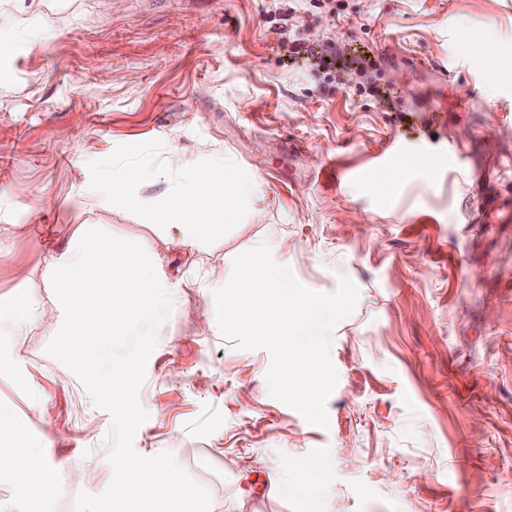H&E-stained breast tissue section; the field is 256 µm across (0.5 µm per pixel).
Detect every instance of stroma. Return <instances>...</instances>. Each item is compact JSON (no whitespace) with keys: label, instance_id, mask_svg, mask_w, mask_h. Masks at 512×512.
<instances>
[{"label":"stroma","instance_id":"stroma-1","mask_svg":"<svg viewBox=\"0 0 512 512\" xmlns=\"http://www.w3.org/2000/svg\"><path fill=\"white\" fill-rule=\"evenodd\" d=\"M1 42L0 454L46 435L62 466L38 505L0 469V502L75 512L68 466L90 468L93 495L112 480L110 414L46 352L64 317L48 249L95 224L161 258L172 311L133 448L171 452L211 512H512V223L478 221L512 183L471 180L512 157V0H0ZM348 50L362 73H319L315 55ZM152 140L176 170L258 173L259 211L189 253L180 228L91 190L89 162ZM258 240L309 290L358 289L331 334L327 426L270 395L267 350L218 327L214 292Z\"/></svg>","mask_w":512,"mask_h":512}]
</instances>
